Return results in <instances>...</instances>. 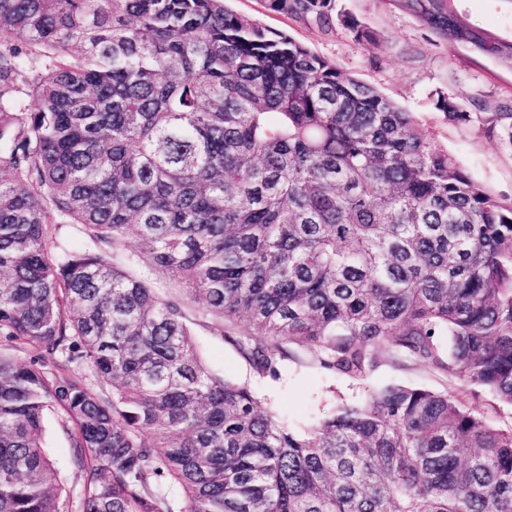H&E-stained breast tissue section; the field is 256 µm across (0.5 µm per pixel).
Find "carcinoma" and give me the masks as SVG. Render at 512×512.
<instances>
[{
	"label": "carcinoma",
	"instance_id": "obj_1",
	"mask_svg": "<svg viewBox=\"0 0 512 512\" xmlns=\"http://www.w3.org/2000/svg\"><path fill=\"white\" fill-rule=\"evenodd\" d=\"M266 2L333 26L334 0ZM456 2L404 7L512 69ZM437 107L512 146V112ZM188 301L247 321L228 340L260 378L294 343L454 388L295 431L202 361ZM474 386L512 407V201L411 113L224 0H0V512H67L52 418L78 512H512V427ZM472 406L484 415L496 426L499 427H508L510 426L511 419V409L510 408H502L499 411V404L487 393H479V397L471 399ZM492 406L497 407V412L493 409ZM44 445L48 448L51 458L56 463L65 489L70 494L69 510H75L78 487L74 475L67 469V461L71 451L68 436L60 428L50 425L46 432Z\"/></svg>",
	"mask_w": 512,
	"mask_h": 512
}]
</instances>
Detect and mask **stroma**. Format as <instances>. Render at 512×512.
<instances>
[{"mask_svg":"<svg viewBox=\"0 0 512 512\" xmlns=\"http://www.w3.org/2000/svg\"><path fill=\"white\" fill-rule=\"evenodd\" d=\"M237 14L256 20L272 32H284L312 53L360 81L379 89L412 113L420 131L447 151L478 183L497 197L512 200V146L473 126L448 122L436 109L437 95L480 102L483 111L512 106V70L451 43L433 32L400 0H335L336 22L319 29L291 16L268 10L264 0H225ZM469 22L498 35L512 34V5L507 0H458ZM356 20L375 38L359 42L348 27ZM246 321L220 331L196 327L194 340L206 365L232 380L250 378L251 369L225 334H246ZM285 362L279 378L254 382L258 397L290 428L302 429L389 385H418L436 390L451 383L420 364L381 361L359 379L322 368L313 351L299 347Z\"/></svg>","mask_w":512,"mask_h":512,"instance_id":"35a3bbf8","label":"stroma"}]
</instances>
